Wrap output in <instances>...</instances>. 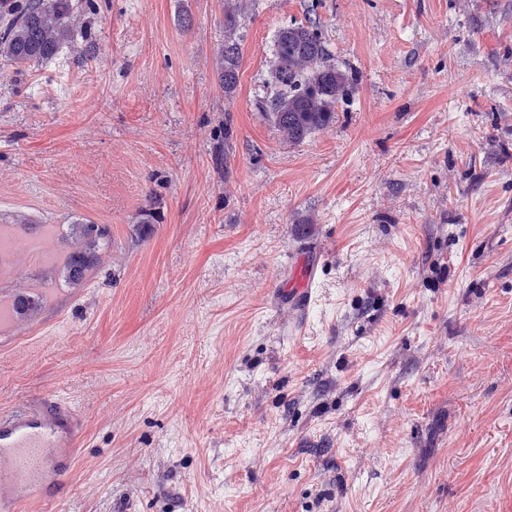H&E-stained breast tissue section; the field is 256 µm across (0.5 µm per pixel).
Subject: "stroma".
I'll return each instance as SVG.
<instances>
[{"mask_svg":"<svg viewBox=\"0 0 512 512\" xmlns=\"http://www.w3.org/2000/svg\"><path fill=\"white\" fill-rule=\"evenodd\" d=\"M95 5L92 58L0 75V310L40 299L0 410L84 420L58 512H512V0H243L230 98L224 0ZM308 20L358 81L289 144L255 103ZM76 220L107 237L72 286ZM242 15L240 0L224 1V45L216 59V76L224 87V95L228 98L237 86L238 69L240 66V47L235 38ZM319 281V260L306 255L299 256L292 265L288 282L282 288L292 300L299 299L303 307L297 311H306L314 298Z\"/></svg>","mask_w":512,"mask_h":512,"instance_id":"35a3bbf8","label":"stroma"}]
</instances>
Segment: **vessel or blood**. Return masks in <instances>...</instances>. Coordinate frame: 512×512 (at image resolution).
Segmentation results:
<instances>
[{"instance_id":"1","label":"vessel or blood","mask_w":512,"mask_h":512,"mask_svg":"<svg viewBox=\"0 0 512 512\" xmlns=\"http://www.w3.org/2000/svg\"><path fill=\"white\" fill-rule=\"evenodd\" d=\"M319 281V262L299 256L285 290L291 299L310 305ZM83 435L79 416L64 403L0 413V512H22L32 493L52 508L57 488L70 474L73 448Z\"/></svg>"}]
</instances>
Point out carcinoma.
I'll return each instance as SVG.
<instances>
[{
	"mask_svg": "<svg viewBox=\"0 0 512 512\" xmlns=\"http://www.w3.org/2000/svg\"><path fill=\"white\" fill-rule=\"evenodd\" d=\"M90 0H0V64L19 72L75 46L82 31L76 20ZM242 15L241 0H224V45L216 59V76L224 95L232 97L238 82L240 47L235 38ZM271 95L260 99L261 112L290 144H299L336 122V105L356 83L355 74L332 62L320 25L291 23L274 41L269 71ZM74 249L63 266L67 283L78 286L95 267L104 233L91 222L76 221ZM38 305L33 296H18L12 312L24 317Z\"/></svg>",
	"mask_w": 512,
	"mask_h": 512,
	"instance_id": "1",
	"label": "carcinoma"
}]
</instances>
